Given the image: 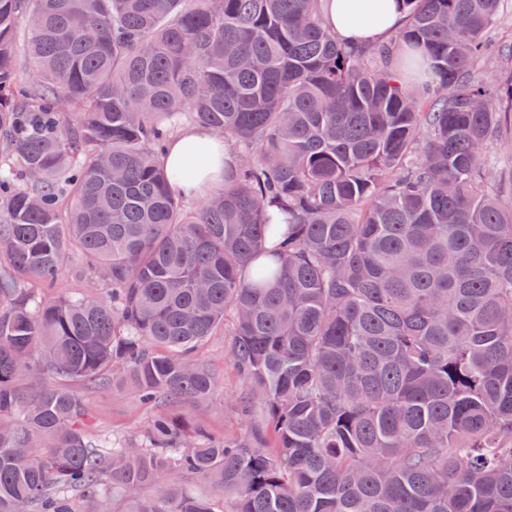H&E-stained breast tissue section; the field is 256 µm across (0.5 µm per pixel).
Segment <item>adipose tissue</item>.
I'll list each match as a JSON object with an SVG mask.
<instances>
[{
	"label": "adipose tissue",
	"instance_id": "1",
	"mask_svg": "<svg viewBox=\"0 0 512 512\" xmlns=\"http://www.w3.org/2000/svg\"><path fill=\"white\" fill-rule=\"evenodd\" d=\"M322 16L337 40L348 46L384 41L406 21L402 0H325ZM198 143H208L214 148L212 161L203 168L195 167L192 160L191 149ZM228 157L223 137L205 128L191 127L171 140L163 163L169 168L185 169L187 177L178 189L196 196L220 184Z\"/></svg>",
	"mask_w": 512,
	"mask_h": 512
}]
</instances>
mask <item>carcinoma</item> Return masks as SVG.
I'll list each match as a JSON object with an SVG mask.
<instances>
[{"instance_id": "cac0c4a2", "label": "carcinoma", "mask_w": 512, "mask_h": 512, "mask_svg": "<svg viewBox=\"0 0 512 512\" xmlns=\"http://www.w3.org/2000/svg\"><path fill=\"white\" fill-rule=\"evenodd\" d=\"M500 2L349 47L322 0H0V512H512ZM186 124L237 153L201 197L161 163ZM74 250L102 292H44ZM227 325L274 449L183 410L88 439L70 383L202 403ZM485 150L486 155L499 170H512V139L510 137L490 143Z\"/></svg>"}]
</instances>
